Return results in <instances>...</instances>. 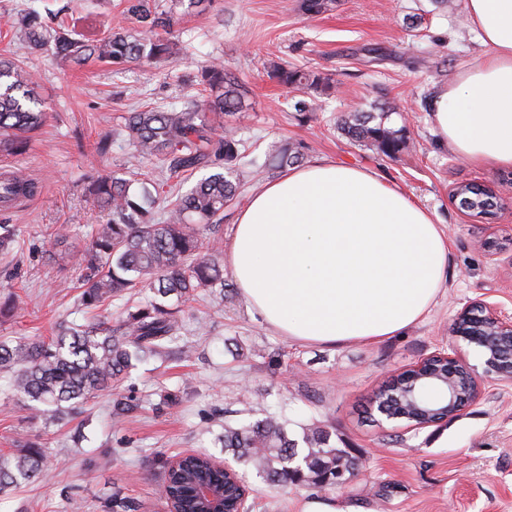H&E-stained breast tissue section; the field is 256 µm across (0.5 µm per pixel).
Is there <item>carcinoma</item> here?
<instances>
[{"label": "carcinoma", "mask_w": 512, "mask_h": 512, "mask_svg": "<svg viewBox=\"0 0 512 512\" xmlns=\"http://www.w3.org/2000/svg\"><path fill=\"white\" fill-rule=\"evenodd\" d=\"M201 0H127L123 17L134 20V35L109 15L89 12L79 19L64 5L45 18L35 10L20 19L26 39L19 49L46 40L55 53L77 65L94 59L116 67L146 59L172 63L176 9L197 8ZM335 0H301V11L311 17L333 10ZM267 75L285 87L302 92L293 104L298 117L314 111V98L335 88L328 74L300 71L274 61ZM201 89L179 104H164L121 116L119 133L133 146L127 160L129 178L106 173L84 178L85 196L108 211L109 220L93 224L80 258L84 274L81 305L96 310L109 299H129L150 292L153 297L128 305L118 324L98 319L88 324L61 323L50 340L0 342V373L11 376L12 391L37 416L56 420L88 399L111 390L134 363L151 356L189 357L178 345L184 330L181 305L207 289L229 298L219 242L204 236L217 226L224 210L240 201L243 169L275 177L304 159L301 144L275 143L261 154L221 125L224 115L246 108L245 91L224 63L200 72ZM401 115L390 103L337 117L336 128L352 142L392 160L408 154L412 141L406 125L391 124ZM47 113L38 107L32 78L16 60L0 58V154L27 150L29 135L39 130ZM154 159L158 176L138 177L136 166ZM203 172L196 185L181 192L180 178ZM38 186L23 170L0 173V206L34 196ZM322 427H305L301 440L288 434V420L276 414L248 424H224V454L236 468L256 471L271 487L284 489L297 482L316 492L345 488L355 479L361 459L330 443ZM212 455L185 459L182 473L170 469L163 483L184 499L193 496V479L210 472ZM51 470L45 452L37 447L0 454V493L45 476Z\"/></svg>", "instance_id": "carcinoma-1"}]
</instances>
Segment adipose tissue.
I'll use <instances>...</instances> for the list:
<instances>
[{"label":"adipose tissue","mask_w":512,"mask_h":512,"mask_svg":"<svg viewBox=\"0 0 512 512\" xmlns=\"http://www.w3.org/2000/svg\"><path fill=\"white\" fill-rule=\"evenodd\" d=\"M489 53L435 99L441 143L512 166V0H467ZM228 268L288 338L336 346L396 335L435 304L448 242L424 207L372 170L315 161L265 182L237 218Z\"/></svg>","instance_id":"ef3b65f1"}]
</instances>
